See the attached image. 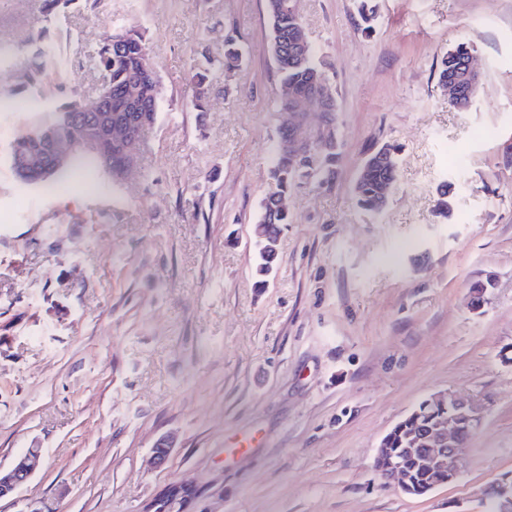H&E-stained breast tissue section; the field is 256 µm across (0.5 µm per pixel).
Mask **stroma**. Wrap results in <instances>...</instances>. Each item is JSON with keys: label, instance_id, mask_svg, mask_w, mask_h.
<instances>
[{"label": "stroma", "instance_id": "stroma-1", "mask_svg": "<svg viewBox=\"0 0 512 512\" xmlns=\"http://www.w3.org/2000/svg\"><path fill=\"white\" fill-rule=\"evenodd\" d=\"M299 0L338 105L330 183L288 195L276 271L253 226L287 116L265 0H0V466L43 465L0 512H484L512 480V0ZM145 34L157 117L122 180L87 167L27 187L9 161L37 110L96 95L115 25ZM67 57L15 93L38 30ZM246 49L225 72L224 40ZM476 50L458 110L441 56ZM208 61L205 111L186 74ZM398 148L385 210L353 192L365 152ZM456 208L442 218L438 189ZM487 286L469 308L475 284ZM482 404L461 478L422 497L373 468L382 438L443 392ZM175 446L150 465L155 441ZM256 240H257L258 246L256 247L257 252H256V262H255V272L259 278V280L257 281L258 285H263L266 282L265 278L268 277L267 274L269 273V266L273 265V263L275 262V261H273V263L270 262L269 258L266 256L263 248L265 245H267L268 249H270L271 251H273L274 253L277 254L278 250L276 248V245L279 240V235H277V237H272L270 239L265 238L264 239L265 241L258 240V239H256Z\"/></svg>", "mask_w": 512, "mask_h": 512}]
</instances>
